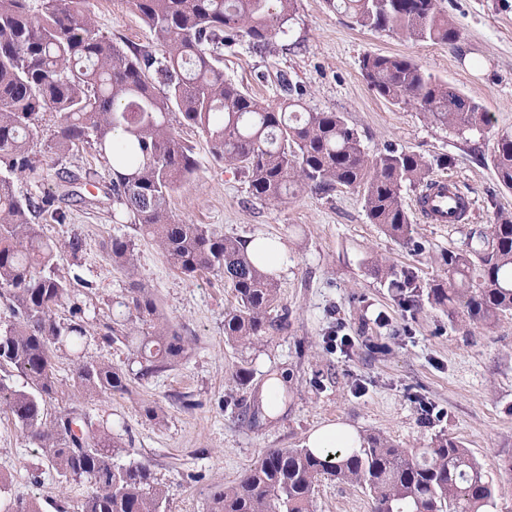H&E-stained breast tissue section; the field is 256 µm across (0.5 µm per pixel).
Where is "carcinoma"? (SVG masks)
I'll return each instance as SVG.
<instances>
[{
    "label": "carcinoma",
    "mask_w": 512,
    "mask_h": 512,
    "mask_svg": "<svg viewBox=\"0 0 512 512\" xmlns=\"http://www.w3.org/2000/svg\"><path fill=\"white\" fill-rule=\"evenodd\" d=\"M85 2L0 0V163L6 169L0 173V298L13 317L0 324V408L61 476L90 485L73 512H167L166 492L149 464L114 462L121 444L109 430L73 411L44 419V398L59 388L52 347L79 355L87 335L79 308L65 323L53 317L70 282L55 272L53 246L34 224L41 212L64 223L61 199L21 198L14 188L13 176L37 170L30 139L43 115H60L50 134L57 156L78 144L95 147L109 169L105 194L158 242L175 270L188 277L224 275L238 298V307L224 315V336L239 344L282 330V318L271 316L277 284L239 240L173 219L169 199L198 171L173 116L198 129L216 159L243 169L254 197L279 201L291 188H355L369 222L403 245L415 244L403 189L424 187L433 168L450 161L390 147L371 156L342 113L306 106L303 89L288 79L282 80V101L273 105L224 78V42L242 37L256 49L267 46L287 34L297 0H132L155 43L124 48L99 31ZM325 3L371 31L414 42L459 39L437 0ZM360 69L379 96L416 106L432 123L462 135L491 123L481 105L463 101L407 57L366 54ZM492 165L512 189V133L501 135ZM109 257L132 266V241L113 238ZM441 265L445 278L426 292L413 271L393 274L389 285L404 310L416 309L425 295L465 323L490 327L512 313V215H497L488 233H470L463 248L441 256ZM124 306L144 322L157 313L154 297L139 284L129 289ZM127 343L134 355L127 366L82 361L72 387L85 396L125 392L131 380L179 363L190 338L159 322ZM13 372L24 378L22 386L10 382ZM325 479L364 487L372 512H487L495 496L482 464L459 441L438 438L413 453L369 433L354 451L269 448L237 481L211 488L208 512H311Z\"/></svg>",
    "instance_id": "cac0c4a2"
}]
</instances>
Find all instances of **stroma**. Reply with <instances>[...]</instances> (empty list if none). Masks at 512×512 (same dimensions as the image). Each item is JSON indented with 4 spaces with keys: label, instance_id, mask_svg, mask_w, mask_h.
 Instances as JSON below:
<instances>
[{
    "label": "stroma",
    "instance_id": "stroma-1",
    "mask_svg": "<svg viewBox=\"0 0 512 512\" xmlns=\"http://www.w3.org/2000/svg\"><path fill=\"white\" fill-rule=\"evenodd\" d=\"M458 29L452 45L413 42L389 32H370L350 16L330 11L324 0H297L287 36L263 52L242 38L224 45V77L270 104L281 97V78L305 92L315 109L343 113L367 152L385 148L415 151L426 158L448 156V169L434 176L456 178L474 200L462 224H426L413 212L415 188L402 197L411 214L415 246L391 239L366 217L361 193L342 186L325 193L298 191L282 203L254 198L243 175L217 161L203 135L181 128L193 146L199 169L169 201L175 220L202 224L222 236L282 239L290 263L277 273L276 314L286 315L282 331L250 344L228 341L224 315L238 305L219 273L193 278L174 270L157 242L133 229L104 194L109 181L94 148L75 147L58 158L46 146L59 121L46 113L31 142L39 161L34 176L15 178L19 196L40 199L63 189V172L95 169L97 185H78L80 201L69 203L66 223L37 217L42 237L55 248L56 272L71 281L70 301L55 311L70 318L81 307L88 343L85 359L124 365V336L149 332L148 324L124 317L119 301L132 283L148 288L158 312L191 337L186 358L147 381H131L126 392L86 398L71 382L75 355L52 353L62 391L48 401L49 415L75 407L111 429L122 443L118 463H149L165 490L169 512H207L212 485L236 481L269 448L302 447L308 434L329 422L346 423L359 434L379 432L414 451L438 436L462 442L480 461L496 488L490 512H512V315L493 329L460 325L445 310L421 302L404 312L379 263L413 269L422 284L440 280L442 254L461 247L473 230L489 231L497 214L512 213V190L492 168L499 134L512 132V0H439ZM98 29L119 44L154 40L130 0H87ZM400 55L476 103L492 118L480 135L461 136L430 123L414 106L380 98L360 71L364 55ZM80 237L72 254L68 242ZM131 239L136 263L127 268L109 257L113 237ZM114 322L117 340L102 337ZM349 346H341V337ZM273 373L286 380L283 413L264 418L258 399ZM423 393L436 414L421 413ZM154 408L158 419L146 416ZM0 512L20 495L35 499L42 512H67L89 491L85 481L60 477L22 427L0 412ZM361 487L322 481L313 512H371Z\"/></svg>",
    "mask_w": 512,
    "mask_h": 512
}]
</instances>
